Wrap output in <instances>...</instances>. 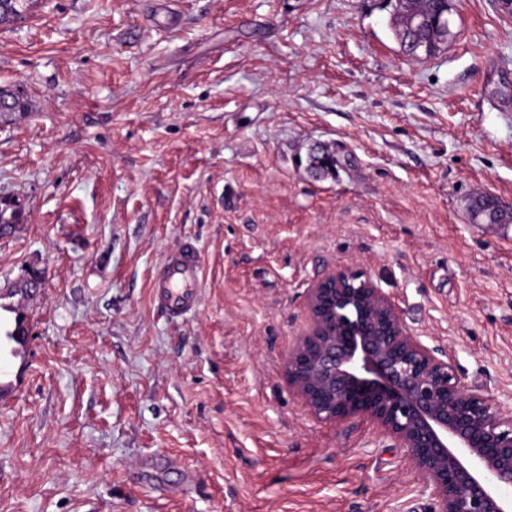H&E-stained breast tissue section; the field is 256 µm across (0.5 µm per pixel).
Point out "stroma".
<instances>
[{
	"label": "stroma",
	"instance_id": "35a3bbf8",
	"mask_svg": "<svg viewBox=\"0 0 512 512\" xmlns=\"http://www.w3.org/2000/svg\"><path fill=\"white\" fill-rule=\"evenodd\" d=\"M404 57L383 0H34L0 27V283L29 373L0 401V512H431L370 419H316L284 362L306 290L363 267L414 335L512 410V17L450 0ZM334 170L311 172V149ZM192 244L195 313L151 273ZM4 198V197H1ZM13 203V205L22 212V220L24 219V209L19 200L15 198H4ZM8 202H1L0 200V234L10 233L16 224H20V215L17 213L15 207Z\"/></svg>",
	"mask_w": 512,
	"mask_h": 512
}]
</instances>
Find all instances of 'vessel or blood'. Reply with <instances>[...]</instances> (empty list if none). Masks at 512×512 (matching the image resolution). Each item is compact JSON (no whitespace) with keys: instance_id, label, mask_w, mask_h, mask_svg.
I'll use <instances>...</instances> for the list:
<instances>
[{"instance_id":"vessel-or-blood-1","label":"vessel or blood","mask_w":512,"mask_h":512,"mask_svg":"<svg viewBox=\"0 0 512 512\" xmlns=\"http://www.w3.org/2000/svg\"><path fill=\"white\" fill-rule=\"evenodd\" d=\"M201 280V260L192 247L184 245L154 269L151 288L160 308L177 319L197 308ZM22 315L15 306L0 319V392L6 394L15 384L14 370L25 366L29 359L27 339L16 334L17 320Z\"/></svg>"}]
</instances>
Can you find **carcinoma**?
Segmentation results:
<instances>
[{"instance_id":"obj_1","label":"carcinoma","mask_w":512,"mask_h":512,"mask_svg":"<svg viewBox=\"0 0 512 512\" xmlns=\"http://www.w3.org/2000/svg\"><path fill=\"white\" fill-rule=\"evenodd\" d=\"M32 0H0V26L10 25L23 16L30 8ZM392 7L390 27L398 45L409 39H416L425 47L424 57L438 55L453 34H444L433 20L451 8L448 0H387ZM21 223L20 215L8 202L0 201V234H7Z\"/></svg>"}]
</instances>
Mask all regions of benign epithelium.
Here are the masks:
<instances>
[{"instance_id":"obj_1","label":"benign epithelium","mask_w":512,"mask_h":512,"mask_svg":"<svg viewBox=\"0 0 512 512\" xmlns=\"http://www.w3.org/2000/svg\"><path fill=\"white\" fill-rule=\"evenodd\" d=\"M307 307L284 373L310 412L376 422L405 450L434 512H512V412L413 335L364 269L317 280Z\"/></svg>"}]
</instances>
